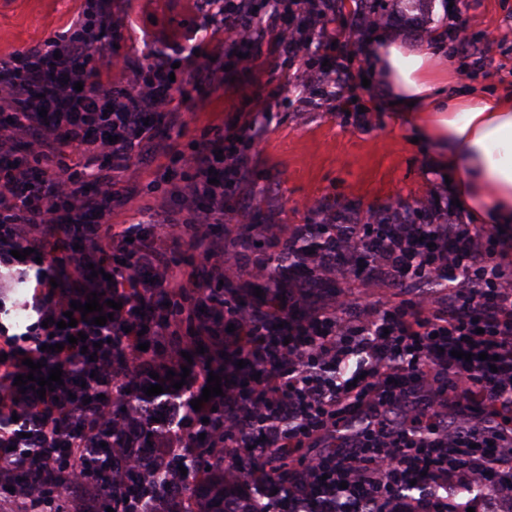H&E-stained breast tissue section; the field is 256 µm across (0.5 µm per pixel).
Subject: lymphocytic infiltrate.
Returning a JSON list of instances; mask_svg holds the SVG:
<instances>
[{"mask_svg":"<svg viewBox=\"0 0 512 512\" xmlns=\"http://www.w3.org/2000/svg\"><path fill=\"white\" fill-rule=\"evenodd\" d=\"M330 2L298 0L303 26L296 29L278 14H254L248 0H201L203 27L253 55L267 32H277L271 52L293 58L301 50L300 29L317 31L323 47L340 42L339 32L324 23ZM118 30L109 0H84L43 46L0 61V112L6 114L0 120V315L16 280L34 281L30 307L37 315L21 333L0 322V461L6 471L38 467L20 449H69L71 512H97L100 495L82 456L93 434L116 426L97 391L128 389L150 372L175 369L188 336L206 344L210 360L209 371L186 378L191 402L213 373L222 376L223 393L198 410L191 402L177 407L179 422L219 429L221 447L236 456L252 450L273 457L328 444L318 456L299 458L294 473L300 484L266 477L263 492L274 507L363 512L368 501L376 512H393L410 481L464 486L488 463L512 469L500 453L512 410V276L496 260V236L482 226L419 224L407 215L393 225L370 266L410 288H446L448 303L438 309L414 297L352 321L338 318L332 307L306 306L300 294L275 305L217 299L213 286L227 280L229 260L223 240L209 238L205 227L223 212L225 196L249 180L237 131L216 127L188 155L175 141L163 149L185 161L189 173L158 209L166 211L172 198L186 209L181 232L200 252L196 270L176 259L159 234L168 219L149 226L113 223L112 212L125 197L110 175L71 164L67 154L74 148L94 160L108 158L120 172L152 138L146 118L186 128L172 105L163 55L126 65L120 86L103 79L95 56ZM21 136L33 160L28 168L9 162ZM219 163L224 172L211 180L209 171ZM18 250L26 259L15 258ZM93 292L121 304L102 326L70 309ZM205 301L219 303L233 331L200 319ZM68 311L77 326H63ZM80 332L85 343L69 345V336ZM148 335L164 341L149 357L140 350ZM57 343L62 351H54ZM86 346L96 347V357L83 354ZM32 360L41 363V376L62 370L61 385L42 397L14 384L17 375L29 374ZM248 375L256 377L255 387L241 385ZM446 405L470 413L473 425L447 433L440 423ZM453 444L494 450L487 458L455 460L447 452Z\"/></svg>","mask_w":512,"mask_h":512,"instance_id":"1","label":"lymphocytic infiltrate"}]
</instances>
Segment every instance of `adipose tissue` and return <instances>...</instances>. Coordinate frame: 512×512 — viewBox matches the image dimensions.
Instances as JSON below:
<instances>
[{
    "mask_svg": "<svg viewBox=\"0 0 512 512\" xmlns=\"http://www.w3.org/2000/svg\"><path fill=\"white\" fill-rule=\"evenodd\" d=\"M440 38H382L367 67L381 104L411 127L473 223L512 231V89L462 87Z\"/></svg>",
    "mask_w": 512,
    "mask_h": 512,
    "instance_id": "obj_1",
    "label": "adipose tissue"
}]
</instances>
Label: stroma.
Returning <instances> with one entry per match:
<instances>
[{"instance_id":"1","label":"stroma","mask_w":512,"mask_h":512,"mask_svg":"<svg viewBox=\"0 0 512 512\" xmlns=\"http://www.w3.org/2000/svg\"><path fill=\"white\" fill-rule=\"evenodd\" d=\"M82 0H0V59L42 44L73 19ZM112 18L122 26L119 52L131 61L145 62L163 52L175 63V81L185 95L177 99L187 129L184 136L165 127L155 129L154 141L135 154L128 170L115 174L118 191L128 196L127 209L114 212L116 224H151L155 193L150 181L166 185L179 181L187 170L161 155L157 147L178 140L183 151L210 137V125L262 123L265 131L247 149L251 180L224 199V215L209 225L210 236L223 238L235 254L240 276L233 282L239 300L260 304L258 280L250 275L253 264L266 261L283 246L270 238L273 224H373L382 216L399 215L405 205L426 202L434 216L457 224L468 221L432 156L412 143L410 134L379 102L375 87L362 84L366 52L389 35L418 38L420 33L443 38L444 54L461 67L464 85L512 87V0H425L414 18L402 16L397 0L381 7L388 21L367 29L358 15L356 0H348L337 17L344 32L349 76L327 92L324 83L301 89L286 76L304 68L308 53L294 62L271 63L260 57L251 67L227 55L223 41L209 46L231 83L224 95L209 100V87L192 78L180 61L198 30L191 0H111ZM345 202L346 214H337L333 200ZM315 293L330 302L348 295L350 306L339 316L355 318L373 308L410 297L411 289L390 284L370 267L355 264L335 277L315 281Z\"/></svg>"}]
</instances>
